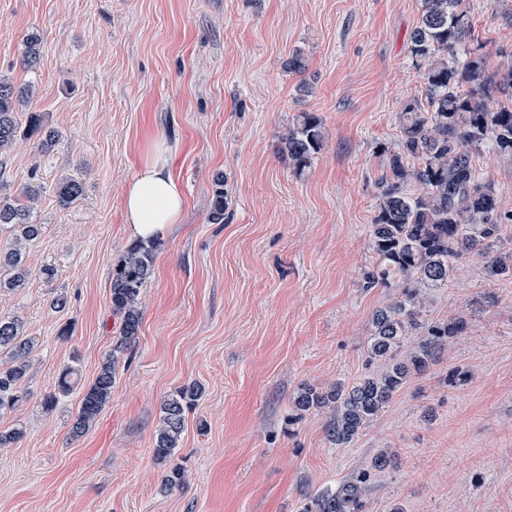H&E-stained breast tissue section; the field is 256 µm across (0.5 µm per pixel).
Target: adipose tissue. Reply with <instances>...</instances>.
Listing matches in <instances>:
<instances>
[{
	"mask_svg": "<svg viewBox=\"0 0 512 512\" xmlns=\"http://www.w3.org/2000/svg\"><path fill=\"white\" fill-rule=\"evenodd\" d=\"M185 204L183 186L166 151L149 154L125 184V220L137 239L163 238L180 221Z\"/></svg>",
	"mask_w": 512,
	"mask_h": 512,
	"instance_id": "ef3b65f1",
	"label": "adipose tissue"
}]
</instances>
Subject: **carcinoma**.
Returning a JSON list of instances; mask_svg holds the SVG:
<instances>
[{"label":"carcinoma","mask_w":512,"mask_h":512,"mask_svg":"<svg viewBox=\"0 0 512 512\" xmlns=\"http://www.w3.org/2000/svg\"><path fill=\"white\" fill-rule=\"evenodd\" d=\"M483 49L472 34L464 0H424L410 36L409 55L423 69L425 97L405 104L398 148L380 149L384 165L376 182L379 208L369 234L374 260L362 273L364 287L396 292L391 302L373 313L369 327L368 356L384 368L352 383L338 381L324 391L304 386L293 400L300 412L329 410L325 432L338 447L359 438L409 380L424 374L450 341L466 333L468 323L460 315L423 319L428 291L448 287L457 267L475 257L487 280L512 277V263L501 250L512 213L499 211L494 189L478 179L473 164L474 153L488 142L498 152L512 155V107L491 111L486 104L497 94L512 97V70L489 71ZM31 94V89L0 78V155L18 136L17 112ZM26 135L38 139L43 152L60 138L59 131L45 127L36 114L29 117ZM324 140L322 118L302 112L281 139L279 151L300 176ZM411 184L419 187L418 194L407 193ZM81 193V183L66 178L58 190L59 202L71 204ZM33 201L32 195L26 204L0 197V224H9L14 231L12 243L0 248V293L24 287L32 275L23 251L42 230L30 221ZM224 208V182L219 180L211 223H224ZM155 250L153 243L133 242L112 268V313L121 318V335L81 399L75 434L88 429L101 413L112 395L119 354L136 340L141 294L152 274ZM22 333L19 320L0 316V351H8L12 358V365L0 370V410L18 401L17 386L30 366L32 341ZM199 396L200 388L193 384L164 402L155 436L158 460L166 461L179 447L185 411ZM184 484L181 467L165 472L166 488ZM363 492L362 481H348L334 493L317 495L312 505L315 512H350Z\"/></svg>","instance_id":"obj_1"}]
</instances>
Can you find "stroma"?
I'll list each match as a JSON object with an SVG mask.
<instances>
[{"label":"stroma","instance_id":"obj_1","mask_svg":"<svg viewBox=\"0 0 512 512\" xmlns=\"http://www.w3.org/2000/svg\"><path fill=\"white\" fill-rule=\"evenodd\" d=\"M422 0H0V77L29 86L61 137L48 152L18 135L0 163V194L37 195L42 234L25 250L33 275L0 294V315L31 339L25 397L0 412V512H305L312 498L363 481L358 512H512V280L478 261L430 292L431 318L460 314L465 335L412 378L348 447L325 416L293 398L377 372L366 341L393 297L367 289L369 229L379 203V147H396L404 104L422 96L408 55ZM487 66L512 54V0H466ZM37 36L36 64L24 62ZM302 72L289 71L292 55ZM303 112L325 143L295 175L279 153ZM169 145L186 195L160 240L137 340L121 354L112 397L81 436L84 391L120 335L112 267L132 237L123 188L152 147ZM476 173L512 212V157L483 148ZM82 195L58 202L63 178ZM224 180V221L208 214ZM51 266L52 280L40 271ZM64 307H55L56 297ZM80 380L58 395L68 366ZM468 380L447 388L453 367ZM185 415L165 489L154 455L161 406L182 387ZM57 394L53 407L47 395ZM392 467L373 470L380 452Z\"/></svg>","mask_w":512,"mask_h":512}]
</instances>
